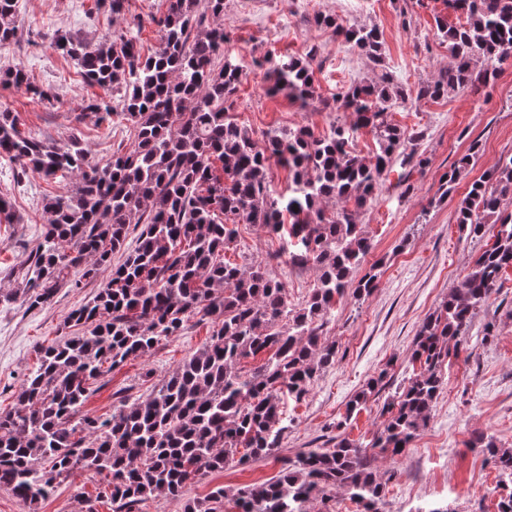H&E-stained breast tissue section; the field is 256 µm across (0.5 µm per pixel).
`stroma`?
<instances>
[{"label": "stroma", "mask_w": 512, "mask_h": 512, "mask_svg": "<svg viewBox=\"0 0 512 512\" xmlns=\"http://www.w3.org/2000/svg\"><path fill=\"white\" fill-rule=\"evenodd\" d=\"M224 46L243 71L234 105L237 122L262 135L307 127L327 133L337 115L329 101L337 93L376 74L358 49L320 27L315 18L334 14L344 22L379 27L383 35V66L395 83L417 90L446 69L452 58L436 30V17L458 23L444 0H224ZM19 24L28 38L0 49V75L23 66L33 84L51 89L52 103L42 105L0 83V113L16 116L22 131L57 144L71 136L84 139L93 161H103L114 146L127 140L130 124L115 118L98 123L86 106L97 90L86 84L71 59L51 46L55 31L78 32L90 41L111 32L112 15L96 0H19ZM316 53V96L307 109L288 97L267 96L265 54L275 58H304ZM390 119L418 135V149L429 157L420 172L406 173L393 162L382 187L359 214L372 240L366 261L378 264L380 278L370 296L344 298L323 329L326 341L338 350L335 365L320 374L301 401H286V429L276 458L247 465H230L191 484L185 499L202 498L216 487L229 497L226 512H235L232 492L275 477L281 459L325 447L345 421L346 404L380 370H387L389 387L408 376L415 337L432 314L471 268L480 245L461 236L455 209L471 180L494 169L512 155V60L502 66L495 84L486 91L455 92L448 97L412 99L392 110ZM481 150L448 198L440 196V179L467 152L472 140ZM408 187H400L402 174ZM65 184L26 172L16 180L0 159V193L10 197L14 218L0 223V411L10 409L22 380L36 363V350L62 338L69 313L100 288L92 281L81 288H61L45 307L26 309L9 299L17 288L15 271L26 266L36 232L47 216L41 199L62 195ZM234 263H267L284 281L292 305H300L316 284L312 267L288 261L287 243L254 224L241 226L235 245L225 252ZM496 335L472 353H461L444 370L447 383L425 428L400 456L378 458L374 467L386 480L381 512H417L431 503L448 505L452 512H497V470L472 441L491 439L497 447L512 448V270L499 290L475 315L470 336H482L488 322ZM209 339V326L190 321L181 334L167 338L150 353L133 356L98 383L81 409L98 417L111 413L119 397L136 399L170 375ZM99 480L79 472L43 501L40 512H81L84 498L95 496ZM185 499L160 498L145 502L142 512H183Z\"/></svg>", "instance_id": "1"}]
</instances>
